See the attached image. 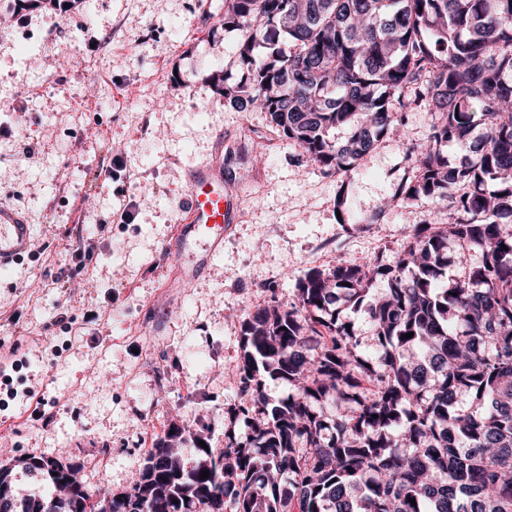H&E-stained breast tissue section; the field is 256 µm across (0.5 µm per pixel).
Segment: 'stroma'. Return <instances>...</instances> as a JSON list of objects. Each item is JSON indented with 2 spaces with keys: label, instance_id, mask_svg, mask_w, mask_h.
Returning a JSON list of instances; mask_svg holds the SVG:
<instances>
[{
  "label": "stroma",
  "instance_id": "1",
  "mask_svg": "<svg viewBox=\"0 0 512 512\" xmlns=\"http://www.w3.org/2000/svg\"><path fill=\"white\" fill-rule=\"evenodd\" d=\"M1 22L0 206L34 228L0 275V464L18 497L53 491L18 466L27 455L118 492L171 426L214 449L244 434L226 410L249 312L292 302L310 269L391 257L408 225L448 221L431 200L392 198L405 146L426 141L423 108L345 178L309 165L267 113L225 102L212 76L240 80L243 34L224 0H0ZM218 159L235 221L184 279L164 248L187 174Z\"/></svg>",
  "mask_w": 512,
  "mask_h": 512
}]
</instances>
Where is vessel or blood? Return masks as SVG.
<instances>
[{
  "instance_id": "b4317fda",
  "label": "vessel or blood",
  "mask_w": 512,
  "mask_h": 512,
  "mask_svg": "<svg viewBox=\"0 0 512 512\" xmlns=\"http://www.w3.org/2000/svg\"><path fill=\"white\" fill-rule=\"evenodd\" d=\"M186 214L174 239L165 251L172 261H180L182 252L193 243L203 246L194 267L183 269L184 277L195 276L224 246V232L232 224L235 211L224 192L222 166L202 168L188 177V192L182 204ZM32 237V227L13 211L0 207V273L22 255Z\"/></svg>"
}]
</instances>
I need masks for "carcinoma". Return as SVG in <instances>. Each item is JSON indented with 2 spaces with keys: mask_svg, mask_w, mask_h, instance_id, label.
Here are the masks:
<instances>
[{
  "mask_svg": "<svg viewBox=\"0 0 512 512\" xmlns=\"http://www.w3.org/2000/svg\"><path fill=\"white\" fill-rule=\"evenodd\" d=\"M224 28L244 34L246 77L216 74V90L326 175L425 107L395 198H429L448 223L412 225L389 263L311 269L296 301L249 313L227 410L245 438L187 462L195 436L175 426L134 499L90 487V512H512V0H224ZM451 144L468 150L458 166ZM451 244L480 262L446 276ZM342 305L365 308L371 348ZM267 378L292 392L271 400Z\"/></svg>",
  "mask_w": 512,
  "mask_h": 512,
  "instance_id": "1",
  "label": "carcinoma"
}]
</instances>
